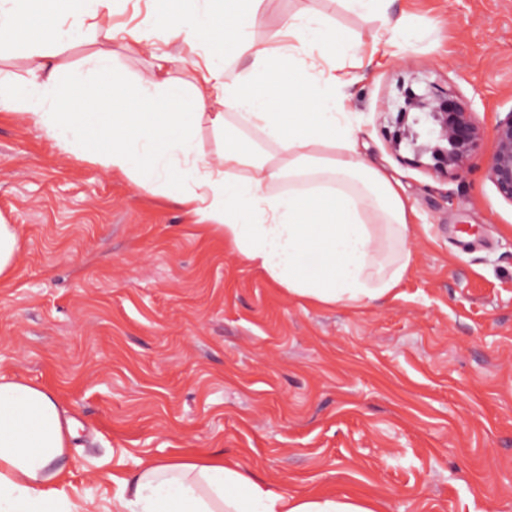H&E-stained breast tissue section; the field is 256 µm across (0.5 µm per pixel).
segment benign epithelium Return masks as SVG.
Instances as JSON below:
<instances>
[{"label": "benign epithelium", "mask_w": 512, "mask_h": 512, "mask_svg": "<svg viewBox=\"0 0 512 512\" xmlns=\"http://www.w3.org/2000/svg\"><path fill=\"white\" fill-rule=\"evenodd\" d=\"M405 100L396 118L391 148L398 151L407 141L414 160L428 154L436 172H463L468 156L483 136L473 112L430 85L422 93L407 90ZM487 175L499 195L512 203V111L493 128Z\"/></svg>", "instance_id": "obj_1"}]
</instances>
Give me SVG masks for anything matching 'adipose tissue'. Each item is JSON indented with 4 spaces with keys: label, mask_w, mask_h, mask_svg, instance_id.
Returning a JSON list of instances; mask_svg holds the SVG:
<instances>
[{
    "label": "adipose tissue",
    "mask_w": 512,
    "mask_h": 512,
    "mask_svg": "<svg viewBox=\"0 0 512 512\" xmlns=\"http://www.w3.org/2000/svg\"><path fill=\"white\" fill-rule=\"evenodd\" d=\"M161 2L166 38L199 52L193 83L172 76L169 54L127 82L112 51L96 49L85 58L94 80L64 90L73 70L43 43L100 35L112 0H0V36L38 59L25 85L0 80V99L61 149L173 197L292 295L359 306L395 293L412 259L401 185L362 157L337 111L331 91L346 75L317 64L337 48L356 54L358 43L336 42L326 18L302 13L282 22L275 54L246 31L263 0ZM228 51L249 70L227 76ZM205 119L224 140L214 158L193 138ZM282 181L287 191L269 194ZM74 436L53 391L0 377V512H74L60 486ZM116 484L113 512H375L345 496L273 488L224 458L149 460Z\"/></svg>",
    "instance_id": "obj_1"
}]
</instances>
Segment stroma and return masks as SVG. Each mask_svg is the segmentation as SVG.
Masks as SVG:
<instances>
[{
	"label": "stroma",
	"instance_id": "35a3bbf8",
	"mask_svg": "<svg viewBox=\"0 0 512 512\" xmlns=\"http://www.w3.org/2000/svg\"><path fill=\"white\" fill-rule=\"evenodd\" d=\"M324 15L369 65L335 96L368 161L399 180L413 257L397 295L352 308L288 294L167 195L61 150L0 105V221L19 258L0 282V374L53 389L78 423L63 479L79 512H110L140 460L222 456L294 495L376 512H512V203L487 177L512 111V0H266L252 29ZM112 50L134 81L181 55L152 0H124ZM151 32L140 52L134 35ZM466 104L485 132L462 176L392 151L406 89Z\"/></svg>",
	"mask_w": 512,
	"mask_h": 512
}]
</instances>
